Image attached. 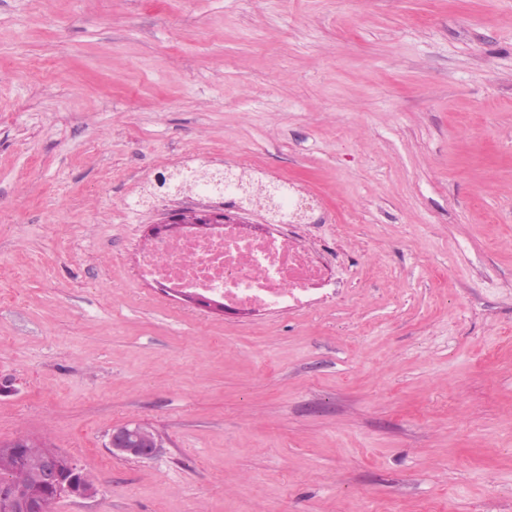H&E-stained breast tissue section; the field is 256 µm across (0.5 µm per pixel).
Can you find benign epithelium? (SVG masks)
Wrapping results in <instances>:
<instances>
[{"mask_svg": "<svg viewBox=\"0 0 512 512\" xmlns=\"http://www.w3.org/2000/svg\"><path fill=\"white\" fill-rule=\"evenodd\" d=\"M166 194H184L189 185L200 183L203 192L221 196L229 189L249 192L251 178L230 168L200 171L192 181L180 179L173 173L159 174L155 179ZM242 217L224 210L219 203L201 208L173 209L166 213L163 221L150 227L148 236L155 240L168 236L183 235L193 229L207 234L219 233L226 224H240ZM108 445L112 454L134 460H148L162 447V437L146 423H133L112 429ZM42 485L40 491L19 490L0 481V499L7 502L9 512H45L44 494L58 498L64 495L88 497L96 489L80 472L73 460L53 448H47L41 463Z\"/></svg>", "mask_w": 512, "mask_h": 512, "instance_id": "7a95c632", "label": "benign epithelium"}]
</instances>
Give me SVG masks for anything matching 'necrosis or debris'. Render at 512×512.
Returning <instances> with one entry per match:
<instances>
[{"label":"necrosis or debris","mask_w":512,"mask_h":512,"mask_svg":"<svg viewBox=\"0 0 512 512\" xmlns=\"http://www.w3.org/2000/svg\"><path fill=\"white\" fill-rule=\"evenodd\" d=\"M140 269L172 292L219 294L230 311L299 308L331 286L327 266L293 232L250 237L235 224L218 235L161 240L142 251Z\"/></svg>","instance_id":"necrosis-or-debris-1"}]
</instances>
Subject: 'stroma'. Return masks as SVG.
Instances as JSON below:
<instances>
[{
	"instance_id": "35a3bbf8",
	"label": "stroma",
	"mask_w": 512,
	"mask_h": 512,
	"mask_svg": "<svg viewBox=\"0 0 512 512\" xmlns=\"http://www.w3.org/2000/svg\"><path fill=\"white\" fill-rule=\"evenodd\" d=\"M243 161L334 298L139 278L156 173ZM1 383L51 512H512V0H0ZM108 445L115 456L148 460L162 447V437L149 424L133 423L113 428ZM41 463L42 485L40 490L54 498L64 495L88 497L96 489L80 472L73 460L65 454L47 447Z\"/></svg>"
}]
</instances>
